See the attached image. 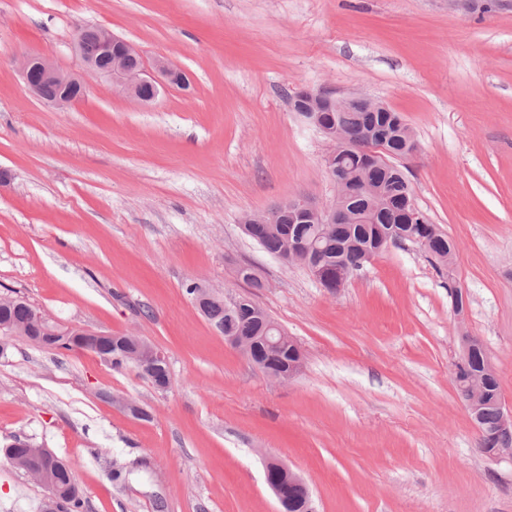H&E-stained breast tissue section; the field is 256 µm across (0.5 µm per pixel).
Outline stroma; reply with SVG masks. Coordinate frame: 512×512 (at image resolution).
I'll use <instances>...</instances> for the list:
<instances>
[{
	"instance_id": "35a3bbf8",
	"label": "stroma",
	"mask_w": 512,
	"mask_h": 512,
	"mask_svg": "<svg viewBox=\"0 0 512 512\" xmlns=\"http://www.w3.org/2000/svg\"><path fill=\"white\" fill-rule=\"evenodd\" d=\"M86 25L165 57L189 88L137 104L92 77L81 100L45 104L15 57L77 71ZM298 86L401 114L419 150L397 165L454 242L452 266L392 245L331 293L243 232L245 214L293 195L336 198L329 144L289 100ZM0 174V293L53 324L141 336L169 362L161 391L87 350L16 339L0 358V446L21 438L69 462L83 512H277L270 457L308 481L317 512H512V459L480 452L453 378L463 328L512 410V8L0 0ZM243 265L262 291L237 279ZM193 282L256 294L300 346V373L271 381L226 343ZM46 496L0 458V512H38Z\"/></svg>"
}]
</instances>
